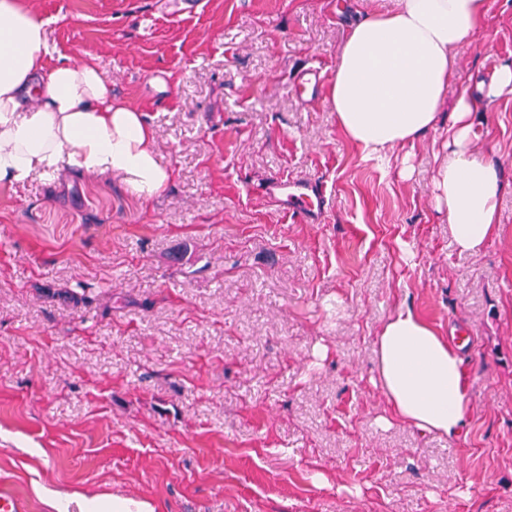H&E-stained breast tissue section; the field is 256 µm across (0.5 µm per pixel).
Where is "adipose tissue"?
I'll return each mask as SVG.
<instances>
[{
  "instance_id": "1",
  "label": "adipose tissue",
  "mask_w": 512,
  "mask_h": 512,
  "mask_svg": "<svg viewBox=\"0 0 512 512\" xmlns=\"http://www.w3.org/2000/svg\"><path fill=\"white\" fill-rule=\"evenodd\" d=\"M348 29L329 88L345 138L364 156L413 144L439 120L461 51L485 26V0H396ZM482 99L453 109L452 149L433 185L460 251L478 253L496 227V167L471 149ZM72 169L115 174L149 199L174 181L141 108L113 96L94 59L58 56L47 23L19 0H0V186ZM377 372L391 415L418 429L458 435L467 413L463 360L415 312L391 313L376 338Z\"/></svg>"
}]
</instances>
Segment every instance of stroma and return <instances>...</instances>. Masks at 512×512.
Returning a JSON list of instances; mask_svg holds the SVG:
<instances>
[{
	"label": "stroma",
	"mask_w": 512,
	"mask_h": 512,
	"mask_svg": "<svg viewBox=\"0 0 512 512\" xmlns=\"http://www.w3.org/2000/svg\"><path fill=\"white\" fill-rule=\"evenodd\" d=\"M21 2L147 113L175 178L0 186V485L30 512H512V94L475 117L504 185L480 253L432 193L455 102L512 64V0H486L437 127L374 159L293 79H330L396 0ZM273 176L322 184L321 222L259 194ZM402 305L467 338L458 436L390 417L375 338ZM112 510L106 509V501L98 499L84 500L83 512H153L150 505L143 501L112 497Z\"/></svg>",
	"instance_id": "obj_1"
}]
</instances>
